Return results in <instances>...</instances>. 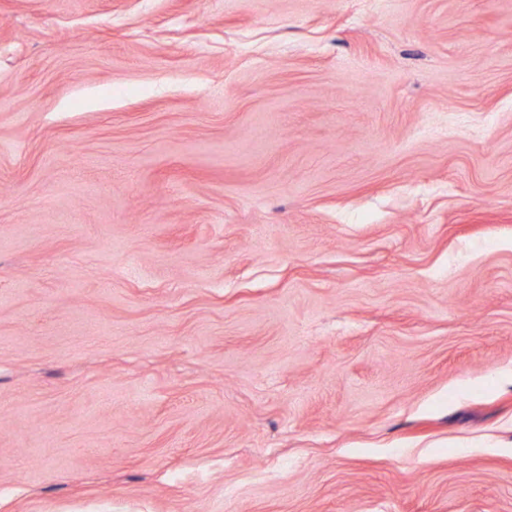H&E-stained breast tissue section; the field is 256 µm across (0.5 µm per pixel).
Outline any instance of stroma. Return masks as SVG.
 <instances>
[{
  "label": "stroma",
  "mask_w": 512,
  "mask_h": 512,
  "mask_svg": "<svg viewBox=\"0 0 512 512\" xmlns=\"http://www.w3.org/2000/svg\"><path fill=\"white\" fill-rule=\"evenodd\" d=\"M0 512H512V0H0Z\"/></svg>",
  "instance_id": "1"
}]
</instances>
